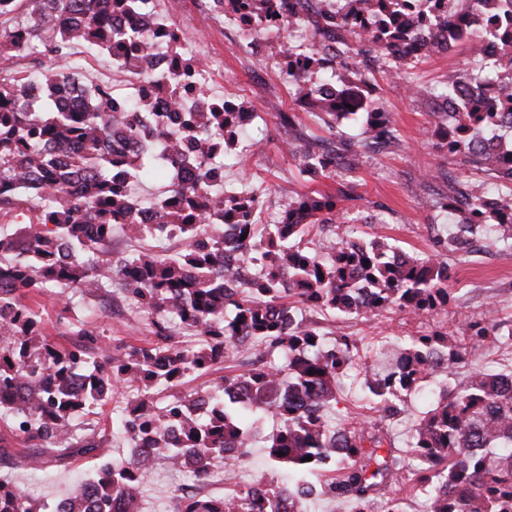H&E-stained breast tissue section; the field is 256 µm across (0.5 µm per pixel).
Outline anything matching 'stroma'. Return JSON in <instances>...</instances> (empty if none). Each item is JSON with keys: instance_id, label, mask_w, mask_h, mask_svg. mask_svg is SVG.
<instances>
[{"instance_id": "1", "label": "stroma", "mask_w": 512, "mask_h": 512, "mask_svg": "<svg viewBox=\"0 0 512 512\" xmlns=\"http://www.w3.org/2000/svg\"><path fill=\"white\" fill-rule=\"evenodd\" d=\"M198 0H181L177 23L186 36L205 53L222 62V76L213 81L209 93L229 96L252 110L255 120L248 139L257 141L255 155L241 165L224 170V186L240 192L261 191L263 206L281 209L288 198L317 189L337 191L339 184L325 180L310 185L298 174L299 160L285 147L286 131L280 126L278 113H296L301 123L318 136L328 131L311 117L307 108L295 102L283 64L278 63L280 38L268 34L261 47L264 56L274 58V66L265 79L254 75L253 58L243 55L237 45L238 26L224 23L211 25L195 14ZM473 59L464 49L433 55L415 65L409 75L392 76L375 73V94L397 129L401 145L393 151L362 153L358 156V181L350 200L344 201L342 222L352 225L354 236L369 239L380 236L398 248L424 257L434 249L435 236H447L459 221L457 213L444 208L448 199V183L461 175V168H449L442 150L429 133L430 108L423 99L412 97L410 82L427 81L436 85L450 75L471 72ZM425 198L438 200V207L422 206ZM483 257L452 254L448 257L452 278L451 299L447 310L432 314L423 321H404L386 312L371 322L353 316L339 315L321 320L323 332L344 333L362 340L378 351L389 348L396 340L431 327L452 329L464 315H475L500 322L512 318V248L485 243ZM29 305L38 310L45 336L53 343H69V323L80 319L89 327L103 331L104 340L112 345H146L152 338L147 318L120 293L112 297H87L75 288H58L46 295H32ZM478 368L512 369V347L493 348L480 357L469 359L453 371H439L429 381L433 388H457L465 383L471 371ZM129 398L116 392L112 401L95 413L74 420L75 428L107 430L108 439L97 457L83 458L66 467L34 471L23 465L0 463V482L25 488L44 506L69 496L82 478L95 472L102 461L128 453L123 433L112 428V414ZM190 473L172 471L165 460H157L143 486L144 512H172V496L192 483Z\"/></svg>"}]
</instances>
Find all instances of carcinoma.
Here are the masks:
<instances>
[{
  "instance_id": "1",
  "label": "carcinoma",
  "mask_w": 512,
  "mask_h": 512,
  "mask_svg": "<svg viewBox=\"0 0 512 512\" xmlns=\"http://www.w3.org/2000/svg\"><path fill=\"white\" fill-rule=\"evenodd\" d=\"M29 5L25 42L32 53L57 58L37 78L40 93L19 104L33 75L9 70L21 57L14 26L0 25V182L38 188L37 221L19 236L0 237V391L18 400L0 406L13 418V432L29 445L20 455L34 468L65 465L75 457H95L103 444L93 431L75 436L71 420L112 400L115 389L137 390L119 413L132 451L100 465L96 486L78 489L65 500L66 512H103L112 500V478L123 483L126 512H141L142 487L158 456L175 470L208 478L216 462L232 480L221 496L177 500L175 512H252L263 492H283L293 512L326 496L349 512H405L411 496L425 497L428 512H512V394L499 388L512 370L473 373L455 391L442 390L430 401L410 435L407 463L393 448L389 422L402 412L404 396L421 390L439 369L459 364L489 347H512V320L490 324L464 316L453 330L414 334L398 343L391 363L375 367L360 354L359 340L341 335L332 340L319 323L297 311L306 305L322 315L355 314L369 322L385 310L421 320L448 307L450 279L443 252H460L468 240L512 244V153L486 148L481 137L500 122L512 124V90L483 96L452 79L437 90L416 83L413 94L432 103L430 133L448 147V162L461 160L467 174L453 180L449 206L463 216L457 231L436 239V253L407 256L400 265L380 238L356 241L325 233L343 210L346 193L314 190L291 197L276 224L258 223V193L224 190V160L242 131L236 113L221 111L222 100L200 88L197 108L173 131L162 113L112 111V87L79 71L72 57L79 47L112 54V20L137 9L136 0H25ZM224 13L245 23H264L279 32L292 23L285 14L290 0H213ZM512 0H470L464 9H448V0H344L340 10L308 15L307 41L281 45L295 99L306 98L311 115L331 130L351 115L365 117L362 140L341 135L330 140L305 131L296 114L282 112L288 129L285 145L299 159L300 177L309 183L337 177L356 180V149L384 150L399 136L371 97V68L383 60L389 69L407 65L421 34L443 48L453 29L479 67L466 79L479 86L494 77L496 65L481 61L477 34L495 39L500 64L512 66ZM71 15L67 30L57 15ZM141 30L167 36L177 54L185 34L170 32L148 17ZM355 38L362 65L336 54V45ZM152 43L129 41L125 62L136 73ZM342 72L312 81L327 62ZM81 82L79 94L62 102L58 90ZM148 130L153 149L132 151L120 162L127 172L112 176V156L101 149L117 132L135 136ZM178 152L190 177L166 162ZM78 179L84 190L68 191L65 181ZM142 178L165 181L150 201L155 222L145 224L137 208L135 186ZM128 239L165 236L180 243L171 256L135 251L112 260L108 244L112 226ZM236 228L235 262L226 260L222 228ZM323 233L319 249L304 243L313 230ZM370 281L374 292L358 310L347 299L357 283ZM77 288L99 295L117 288L144 311L154 340L146 346H115L82 321L69 323L70 345L60 347L43 335L37 312L24 303L31 293ZM199 336L186 347L170 321ZM219 363L232 372L204 389L174 393L162 407L154 392L173 389L191 376L208 373ZM349 370L363 374L362 385L378 410L380 422L345 415L333 421L327 412L340 403L338 380ZM249 393L240 401L226 398L232 389ZM292 395L280 399L283 390ZM278 420L261 437L267 414ZM263 440L270 462L288 473L281 484L234 481L246 449ZM234 448L232 455L224 449ZM472 448L482 452L474 454ZM310 460H305V457ZM0 512H42L25 490L0 483Z\"/></svg>"
}]
</instances>
